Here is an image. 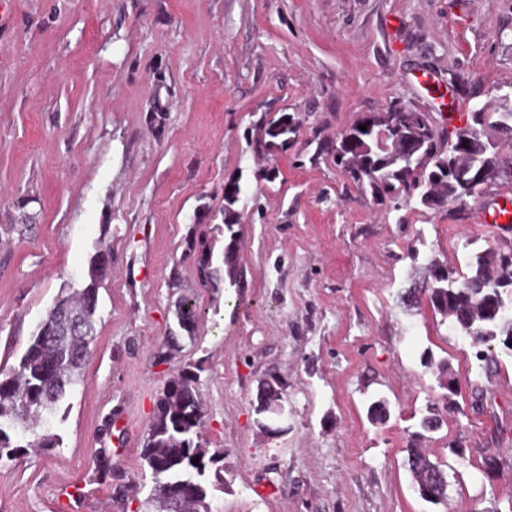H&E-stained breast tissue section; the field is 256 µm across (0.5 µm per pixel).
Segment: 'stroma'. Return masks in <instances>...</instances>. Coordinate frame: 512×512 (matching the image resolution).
<instances>
[{
  "mask_svg": "<svg viewBox=\"0 0 512 512\" xmlns=\"http://www.w3.org/2000/svg\"><path fill=\"white\" fill-rule=\"evenodd\" d=\"M0 365L16 364L99 247L96 334L80 379L38 433L51 448L0 461V512H147L140 451L155 401L198 368L202 439L218 453L213 512H512V358L474 345L427 299L430 263L512 246L492 229L512 184L465 202L392 209L318 142L391 103L454 136L512 90V0H0ZM164 116L155 124L153 113ZM300 121L257 150L264 118ZM274 180L259 179L261 170ZM240 180L241 293L199 288L186 237H213ZM179 287H172V275ZM194 291L193 337L167 361L173 303ZM454 408L422 440L447 499L414 491L405 448L439 392ZM278 375L288 418L257 423ZM385 398L386 422L368 401ZM113 482L100 483L99 449ZM439 380L438 386L443 392L438 394L437 400L442 403V407L448 409L452 403V396L457 394V380L448 372L447 362H443L438 367Z\"/></svg>",
  "mask_w": 512,
  "mask_h": 512,
  "instance_id": "35a3bbf8",
  "label": "stroma"
}]
</instances>
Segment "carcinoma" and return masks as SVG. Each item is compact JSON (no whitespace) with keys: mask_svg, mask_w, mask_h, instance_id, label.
<instances>
[{"mask_svg":"<svg viewBox=\"0 0 512 512\" xmlns=\"http://www.w3.org/2000/svg\"><path fill=\"white\" fill-rule=\"evenodd\" d=\"M472 149L459 153L452 144L436 135L425 123L402 125L400 136L413 158H425L418 174L393 163L380 149L376 134L352 127L348 134L352 144L320 142L317 154H328L355 184H362L367 172H377L381 182L373 189L398 208L412 202L443 206L461 194L459 174L463 169L478 170L486 164L499 167L512 176V160L493 157L483 151L480 138L484 130L494 129L512 138V112H490L486 123L471 116ZM294 118L285 112L264 121L265 138L257 143L267 150L285 148L296 134ZM239 180L224 183V218L220 232L224 247L215 252L213 242L190 238L188 253L193 256L199 287L217 292L226 286L238 288L243 278L239 259L240 200ZM110 254L101 248L92 259L90 282L73 295L59 297L49 309L46 319L32 336L31 344L19 363L0 367V460L13 459L25 450L18 436L30 431L45 412L56 409L84 369L89 344L96 333L97 284L109 270ZM470 274L458 279L446 268L434 269L428 302L432 308L451 320L454 328L474 342L502 337V346L512 356V249L489 247L467 258ZM196 301L181 296L175 303L179 330L194 333ZM437 400L426 407L419 421L421 431L412 434L407 448V467L411 477L420 481L419 495L427 502H445L446 492L436 498L426 494L432 471L444 473L441 465L430 460L419 448L423 433L440 427L438 407L449 408L457 394V380L448 372V364L438 367ZM273 400L259 387L255 412L258 424L266 429L276 420L265 408ZM389 411L383 400L367 407L370 421L384 422ZM203 407L196 389V374L184 368L171 379L156 401L152 420L144 437L140 457L154 480L150 500L158 504V512H211L208 484L204 479L208 464L217 462L202 440ZM199 458L198 464L192 459Z\"/></svg>","mask_w":512,"mask_h":512,"instance_id":"1","label":"carcinoma"}]
</instances>
